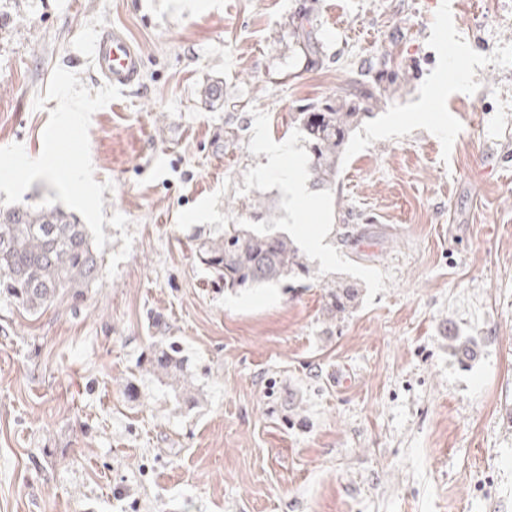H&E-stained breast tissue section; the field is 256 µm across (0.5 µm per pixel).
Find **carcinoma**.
<instances>
[{
  "instance_id": "carcinoma-1",
  "label": "carcinoma",
  "mask_w": 512,
  "mask_h": 512,
  "mask_svg": "<svg viewBox=\"0 0 512 512\" xmlns=\"http://www.w3.org/2000/svg\"><path fill=\"white\" fill-rule=\"evenodd\" d=\"M293 36L309 58L315 60L322 54V40L312 26H295ZM390 75L385 86L381 85L384 73L372 80L364 75L336 100L312 103L295 113L294 123L304 133L315 185L328 188L336 183L345 147L365 111L388 97L387 89L396 84L398 72L392 70ZM197 248L201 264L224 281L226 288L277 285L313 274L293 238L253 224H226L223 235L207 238ZM100 276L91 231L73 214L58 205L0 209V294L23 310L37 314L73 289L93 285ZM359 295L357 284H338L326 294L328 309L348 313ZM476 347L468 337H450L451 352L463 362L476 357ZM149 362L172 387L178 404L192 402L185 385L188 360L178 342L157 343Z\"/></svg>"
}]
</instances>
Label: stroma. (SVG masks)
<instances>
[{"label": "stroma", "mask_w": 512, "mask_h": 512, "mask_svg": "<svg viewBox=\"0 0 512 512\" xmlns=\"http://www.w3.org/2000/svg\"><path fill=\"white\" fill-rule=\"evenodd\" d=\"M112 25L144 66L91 119L103 213L128 219L101 262L133 244L43 313L0 297V512H512V0H0V147L40 155L58 103L36 96L58 66L100 89ZM386 57L407 82L353 132L325 211L294 215L265 148L307 158L294 112ZM253 222L324 233L313 278L212 281L197 238ZM340 281L360 289L341 317ZM163 336L192 404L147 365ZM293 36L297 43L301 46L306 56L312 60L318 59L322 54V40L319 32L312 26L304 23L296 25L293 30ZM360 289L356 283L345 282L336 285V288L330 289L326 297L328 298V309L337 314L349 313L358 301Z\"/></svg>", "instance_id": "1"}]
</instances>
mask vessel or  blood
<instances>
[{
    "label": "vessel or blood",
    "mask_w": 512,
    "mask_h": 512,
    "mask_svg": "<svg viewBox=\"0 0 512 512\" xmlns=\"http://www.w3.org/2000/svg\"><path fill=\"white\" fill-rule=\"evenodd\" d=\"M97 73L118 88L130 87L143 68V56L126 30L119 26L99 34L93 49Z\"/></svg>",
    "instance_id": "b4317fda"
}]
</instances>
